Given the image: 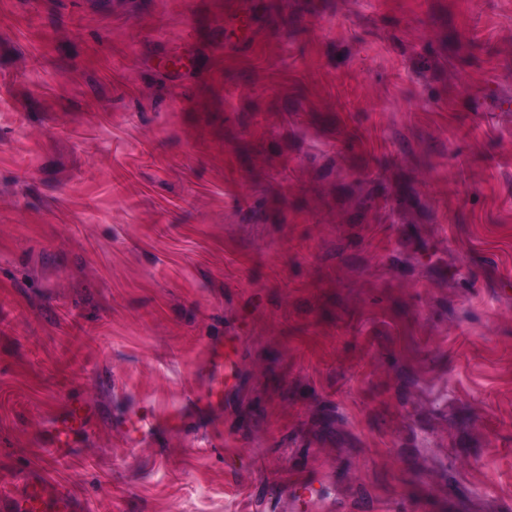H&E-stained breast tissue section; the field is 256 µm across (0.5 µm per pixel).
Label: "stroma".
Instances as JSON below:
<instances>
[{
    "instance_id": "35a3bbf8",
    "label": "stroma",
    "mask_w": 512,
    "mask_h": 512,
    "mask_svg": "<svg viewBox=\"0 0 512 512\" xmlns=\"http://www.w3.org/2000/svg\"><path fill=\"white\" fill-rule=\"evenodd\" d=\"M484 96L512 100V0H0V499L47 466L88 512H293L252 498L308 472L341 512H512ZM217 337L214 414L129 443ZM78 400L101 419L54 460ZM91 419V411L82 406H69L61 415L49 439V447L55 459H66L70 456L71 445L69 433L75 425L86 426Z\"/></svg>"
}]
</instances>
